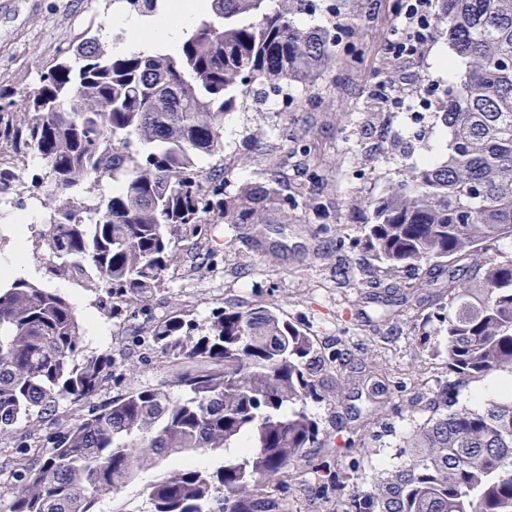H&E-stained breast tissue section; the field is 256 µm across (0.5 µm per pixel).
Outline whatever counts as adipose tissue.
Here are the masks:
<instances>
[{
  "mask_svg": "<svg viewBox=\"0 0 512 512\" xmlns=\"http://www.w3.org/2000/svg\"><path fill=\"white\" fill-rule=\"evenodd\" d=\"M209 7V0H167L164 12L149 26L138 16H120L126 38L115 50L119 53L148 52L160 45L169 52H177L190 24Z\"/></svg>",
  "mask_w": 512,
  "mask_h": 512,
  "instance_id": "adipose-tissue-1",
  "label": "adipose tissue"
}]
</instances>
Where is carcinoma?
Returning <instances> with one entry per match:
<instances>
[{
	"mask_svg": "<svg viewBox=\"0 0 512 512\" xmlns=\"http://www.w3.org/2000/svg\"><path fill=\"white\" fill-rule=\"evenodd\" d=\"M176 53L115 55L96 43L58 49L27 98L28 117L0 102V150L41 156L31 186L53 203L39 233L50 278L106 289L104 312L163 287L177 245L201 216L261 223L279 193L278 171L222 197L200 166L223 151L224 114L257 83L306 90L331 61L334 35L306 30L271 0H210ZM436 31L465 65L439 102L448 154L414 164L407 179L369 202L372 260L415 283L391 302L427 308L424 291L448 292L440 322L448 365L465 377L512 372V0H440ZM157 0H124L149 17ZM140 149H131L133 141ZM112 194L80 195L94 175ZM161 353L203 365L155 386L93 402L113 359L85 354L83 326L65 296L27 280L0 286V436L60 403L88 406L78 422L26 449L10 473L8 512H102L140 472L150 512H283L262 486L305 456L319 426L304 409L322 362L314 341L277 312L224 309L201 333L174 312L147 327ZM385 370L363 381L381 403ZM233 450L211 470L200 460ZM407 462L336 512H512V396L475 411L445 402L406 439Z\"/></svg>",
	"mask_w": 512,
	"mask_h": 512,
	"instance_id": "carcinoma-1",
	"label": "carcinoma"
}]
</instances>
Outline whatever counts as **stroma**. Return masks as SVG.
I'll return each mask as SVG.
<instances>
[{"label":"stroma","mask_w":512,"mask_h":512,"mask_svg":"<svg viewBox=\"0 0 512 512\" xmlns=\"http://www.w3.org/2000/svg\"><path fill=\"white\" fill-rule=\"evenodd\" d=\"M295 9L305 28L344 23L314 90L252 86L224 116L223 152L201 160L228 197L278 168L281 194L266 209L258 240L205 216L200 233L182 242L164 286L122 321L100 311L94 291L45 279L34 242H27L15 275L45 281L90 311L84 347L112 355L108 397L191 368V360L150 346L143 327L151 318L180 310L201 328L217 310L263 305L304 330L331 358L317 378V398L306 404L325 446L311 448L270 488L288 512H336L337 474L346 473L349 486L369 487L377 473L403 464L405 440L429 417L430 403L447 391L456 406L483 409L476 392L496 375L464 379L450 372L443 352L421 350V321L410 306H402L399 320L384 321L373 282L409 277L379 266L364 245V202L405 178L412 163L447 152L439 114L418 109L420 99L436 100L448 88L452 74L441 66L450 55L446 38L432 36L422 56L393 61L385 42L401 23L399 0H297ZM122 11L119 0H0V90L19 96L36 87L59 46L124 40V29L112 22ZM385 71L392 85L384 103L373 89ZM375 362L387 367L390 386L372 412L359 370ZM363 420L360 452L352 430Z\"/></svg>","instance_id":"1"}]
</instances>
